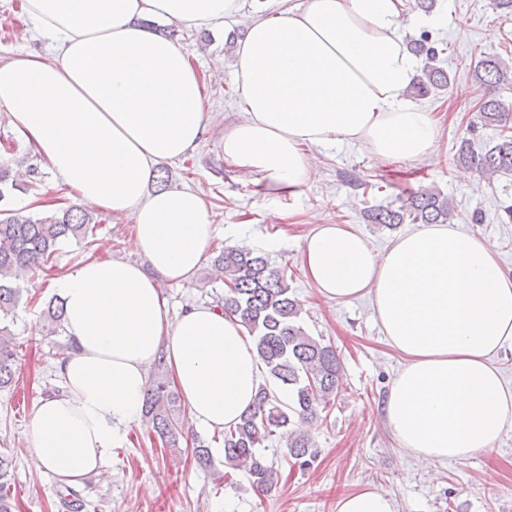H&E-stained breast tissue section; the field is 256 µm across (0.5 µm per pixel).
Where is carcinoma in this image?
Segmentation results:
<instances>
[{"mask_svg": "<svg viewBox=\"0 0 512 512\" xmlns=\"http://www.w3.org/2000/svg\"><path fill=\"white\" fill-rule=\"evenodd\" d=\"M413 52L425 57V64L413 84L412 93L425 97L448 87L450 75L436 65L438 49L428 35L411 42ZM475 78L484 85L479 121L484 126L506 127L505 111L496 91L512 86V66L496 56L479 60ZM456 162L485 174L512 172V135L504 134L484 152L477 153L470 140L460 142ZM23 183L12 169L0 165V318L10 315L21 297L20 282L50 260L60 246L71 240L88 248L95 245L96 218L76 205L32 215L8 207L7 200ZM375 224L395 228L400 224H448L454 206L448 196L431 190L408 194L398 208H377L370 212ZM215 276L224 281V296L216 307L240 317L255 340L259 363L273 385L288 390V401L279 400L267 385L259 387L253 408L233 428L224 431V460L252 479L260 494L278 484V470L268 464L259 448L280 429L287 435L288 455L305 467L315 458L307 427L321 419L330 397L336 394L341 362L336 349L310 336L298 322L300 304L292 297L285 269L251 249L227 247L212 262ZM48 334L63 330V306L49 303L45 312ZM16 376V353L0 339V388L10 386ZM178 394L172 389L163 362L155 363L143 410L144 424L160 439L176 446L182 436L185 417L175 411ZM12 461L0 455V512H12L5 492Z\"/></svg>", "mask_w": 512, "mask_h": 512, "instance_id": "1", "label": "carcinoma"}]
</instances>
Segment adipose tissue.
Segmentation results:
<instances>
[{
  "label": "adipose tissue",
  "mask_w": 512,
  "mask_h": 512,
  "mask_svg": "<svg viewBox=\"0 0 512 512\" xmlns=\"http://www.w3.org/2000/svg\"><path fill=\"white\" fill-rule=\"evenodd\" d=\"M24 35L47 55L0 63V112L88 207L133 220L137 261L92 259L57 279L63 329L76 345L60 393L31 420L30 461L65 484L102 475L141 421L148 372L165 358L192 420L235 425L261 384L240 319L206 305L172 316L160 282L190 283L217 234L187 188L149 191L159 164L206 133L207 86L155 20L215 27L240 0H24ZM404 0H301L246 19L235 86L240 118L224 159L269 199L298 195L313 152L340 142L385 161L439 150L432 114L408 98L418 62L403 30ZM305 278L328 301L369 298L405 363L384 402L398 444L431 464L491 450L512 425V387L496 365L512 348V277L490 244L454 224H423L375 251L348 224H316L301 250ZM336 512H396L385 491L340 497Z\"/></svg>",
  "instance_id": "ef3b65f1"
}]
</instances>
